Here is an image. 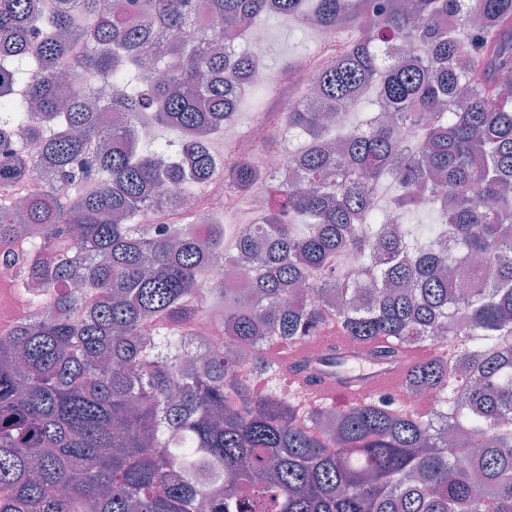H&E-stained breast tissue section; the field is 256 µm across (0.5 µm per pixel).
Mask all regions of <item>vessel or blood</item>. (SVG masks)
Returning a JSON list of instances; mask_svg holds the SVG:
<instances>
[{"mask_svg": "<svg viewBox=\"0 0 512 512\" xmlns=\"http://www.w3.org/2000/svg\"><path fill=\"white\" fill-rule=\"evenodd\" d=\"M373 351L353 344L336 330L321 342L312 340L286 349L274 344L268 349L287 374L294 394L307 402L331 401L349 406L388 397L403 410H414V403L400 387L404 369L409 363L433 356L434 347L403 349L390 364L376 360ZM315 355L319 363L314 369H305V362Z\"/></svg>", "mask_w": 512, "mask_h": 512, "instance_id": "1", "label": "vessel or blood"}]
</instances>
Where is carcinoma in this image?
I'll return each mask as SVG.
<instances>
[{
  "mask_svg": "<svg viewBox=\"0 0 512 512\" xmlns=\"http://www.w3.org/2000/svg\"><path fill=\"white\" fill-rule=\"evenodd\" d=\"M270 11L356 32L316 72L317 98L286 112L305 135L288 154L298 178L225 168L268 194L230 250L222 224L201 238L122 223L154 192L173 201L208 178L203 136L234 120L248 86L249 58L221 49L224 32ZM196 13L211 37L145 86L153 27L178 35ZM393 40L422 51L416 65L375 51ZM87 76L112 88L92 109ZM371 95L399 122L346 132L331 162L327 116ZM147 112L179 139L136 140ZM16 129L49 179L0 212V243L23 247L0 273L36 316L0 336V512H512V0H55L49 16L0 0V187L26 179ZM384 180L398 190L380 208ZM426 210L440 223H416ZM347 259L373 287L349 288ZM203 317L211 352L192 368ZM332 324L357 344L388 340L384 361L437 347L404 374L409 396L433 393L428 412L282 396L265 346Z\"/></svg>",
  "mask_w": 512,
  "mask_h": 512,
  "instance_id": "carcinoma-1",
  "label": "carcinoma"
}]
</instances>
